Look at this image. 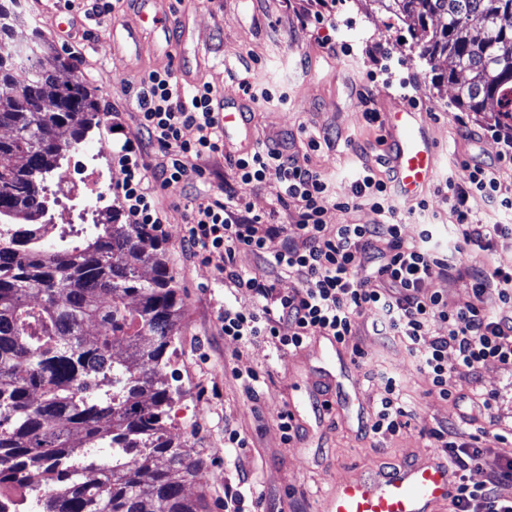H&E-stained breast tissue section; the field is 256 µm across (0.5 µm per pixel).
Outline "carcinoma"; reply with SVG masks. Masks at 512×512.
<instances>
[{
  "label": "carcinoma",
  "instance_id": "cac0c4a2",
  "mask_svg": "<svg viewBox=\"0 0 512 512\" xmlns=\"http://www.w3.org/2000/svg\"><path fill=\"white\" fill-rule=\"evenodd\" d=\"M377 2L410 21L433 85L512 130V0ZM24 23L22 0H0V496L43 486L35 512H200L185 495L200 459L165 423L180 396L168 380L183 308L174 276L141 224L48 243L45 182L99 112L79 79H57L74 67L37 28L13 45ZM443 56L454 68L439 72ZM88 322L101 334L88 338Z\"/></svg>",
  "mask_w": 512,
  "mask_h": 512
}]
</instances>
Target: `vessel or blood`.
Listing matches in <instances>:
<instances>
[{
  "label": "vessel or blood",
  "instance_id": "vessel-or-blood-1",
  "mask_svg": "<svg viewBox=\"0 0 512 512\" xmlns=\"http://www.w3.org/2000/svg\"><path fill=\"white\" fill-rule=\"evenodd\" d=\"M390 162L400 196L421 197L439 168V150L431 139L425 113L398 103L383 114ZM455 474L446 460L435 457L401 468L380 467L361 479L338 483L324 499V512H435L447 502Z\"/></svg>",
  "mask_w": 512,
  "mask_h": 512
}]
</instances>
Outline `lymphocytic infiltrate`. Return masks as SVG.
Listing matches in <instances>:
<instances>
[{
	"instance_id": "obj_1",
	"label": "lymphocytic infiltrate",
	"mask_w": 512,
	"mask_h": 512,
	"mask_svg": "<svg viewBox=\"0 0 512 512\" xmlns=\"http://www.w3.org/2000/svg\"><path fill=\"white\" fill-rule=\"evenodd\" d=\"M138 125L142 138L117 141L112 156L123 178L114 192L132 223L160 230L162 212L155 200L156 188H175L193 174L190 158L224 152V126L219 118L223 102L209 85L184 91L174 70L149 72L138 95ZM160 155L150 164L148 154ZM239 188H227L224 197L192 207L184 235L191 257L214 263L219 275L234 287L250 291L257 300L254 310L228 307L220 315L225 336L233 340L263 339L278 349H298L313 336H332L360 355L354 341L360 320L372 313L374 335L403 343L419 354L433 390L452 393L455 376L477 381L481 368L493 361L512 368V271L501 268L470 269L459 256L468 246L493 250L498 239L512 236L511 224H482L473 219L471 201L481 196L493 209L512 214V186L497 177L496 165H469L466 181L446 175L439 189L448 196L457 240L441 243L430 228L417 240L402 237V215L395 203L393 176L363 167L350 195L336 199L320 173L299 156L265 146L231 158ZM275 176L282 186L280 201L293 207L290 224H271L252 213L242 189ZM350 212L368 210L365 224H338L327 228V207ZM282 238L281 250L268 252L266 244ZM251 251L259 260L258 271L245 273L235 266L238 250ZM283 270L297 279L289 286L276 277ZM468 278L474 301L460 310L449 309L439 293L424 294L432 277ZM495 306H487L488 294ZM446 332L430 336L432 323ZM382 397L375 420L367 429L372 439L395 435L409 426L400 396V384L382 377ZM457 474L450 498L451 512H512V496L502 486L512 484V452L489 455L488 440L503 441V434L484 428L457 432L431 430ZM481 468L486 478L471 482L468 474Z\"/></svg>"
}]
</instances>
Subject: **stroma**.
<instances>
[{
  "label": "stroma",
  "mask_w": 512,
  "mask_h": 512,
  "mask_svg": "<svg viewBox=\"0 0 512 512\" xmlns=\"http://www.w3.org/2000/svg\"><path fill=\"white\" fill-rule=\"evenodd\" d=\"M330 6L336 35L348 53L332 51L314 25L299 16ZM25 25L15 30L25 43L39 28L61 56L79 43L84 63L77 76L96 97L100 108L116 107L130 133L138 131L137 90L148 72L175 70L185 88L209 84L225 106L245 112L247 124L233 133L226 155L245 154L247 142L278 145L305 157L327 179L335 197L351 193L349 174L366 165L386 170L384 131L368 124L365 110L382 111L401 92L426 110L432 138L441 152L440 171L468 178L467 162H493L512 131L495 126L489 115L459 113L451 87H433L423 66L409 52L407 30L390 22L377 0H151L150 11L163 15L180 42L169 52L162 29L144 26L133 0H117L108 16H84L81 0L72 9L78 17L73 34L57 29L64 0H24ZM381 53L370 62L366 51ZM250 91H243L240 79ZM465 118L478 136L468 142L459 134ZM319 150L308 147L310 139ZM112 134L106 121L89 131L80 148L94 166L121 180L112 159ZM226 156L190 159L205 171L177 189L159 190L164 224L159 238L165 260L183 300V316L172 369L182 391L166 424L185 436L203 465L187 494L202 496L204 512H225L224 489L244 496L245 512H321L323 499L336 483L367 475L377 465L400 466L435 454L428 431L451 424L470 431L485 419L468 398L471 389L457 379L456 394L442 398L432 391L427 374L400 342H387L362 327L357 341L364 352L349 385L338 364L320 358L318 339L289 352L268 343L224 337L219 314L224 308L253 310V294L224 282L213 265L192 259L183 241L193 205L223 199L235 185V169ZM256 371L259 380L247 388L235 371ZM396 377L402 388L410 426L375 444L359 429L372 421L381 398L379 372ZM479 389L494 394L503 428H512V370L487 363ZM335 393L331 417L317 421L311 403L319 390ZM298 416V438L283 441L277 424L280 411ZM237 430L247 445L224 442L225 428Z\"/></svg>",
  "instance_id": "obj_1"
}]
</instances>
